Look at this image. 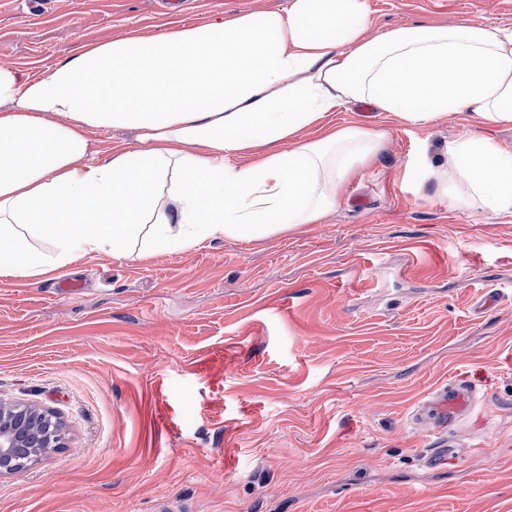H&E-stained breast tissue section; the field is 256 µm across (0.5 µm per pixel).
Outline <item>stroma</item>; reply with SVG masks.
<instances>
[{
  "instance_id": "obj_1",
  "label": "stroma",
  "mask_w": 512,
  "mask_h": 512,
  "mask_svg": "<svg viewBox=\"0 0 512 512\" xmlns=\"http://www.w3.org/2000/svg\"><path fill=\"white\" fill-rule=\"evenodd\" d=\"M286 0H0V64L36 78L130 30L156 35ZM373 33L472 19L512 0H369ZM387 133L321 224L259 240L75 256L0 275V399L64 423L0 478V512H512V212L437 194L462 118L428 129L367 104L331 113ZM78 279L79 291L60 283ZM476 403L450 431L412 413L456 378ZM456 462L426 468L438 443Z\"/></svg>"
}]
</instances>
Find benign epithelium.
<instances>
[{
  "instance_id": "benign-epithelium-1",
  "label": "benign epithelium",
  "mask_w": 512,
  "mask_h": 512,
  "mask_svg": "<svg viewBox=\"0 0 512 512\" xmlns=\"http://www.w3.org/2000/svg\"><path fill=\"white\" fill-rule=\"evenodd\" d=\"M40 420L48 423L45 443L31 439V429ZM61 422L54 415L36 406L0 401V477L25 470L38 458L41 448L59 447Z\"/></svg>"
}]
</instances>
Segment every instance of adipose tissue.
I'll use <instances>...</instances> for the list:
<instances>
[{"instance_id":"1","label":"adipose tissue","mask_w":512,"mask_h":512,"mask_svg":"<svg viewBox=\"0 0 512 512\" xmlns=\"http://www.w3.org/2000/svg\"><path fill=\"white\" fill-rule=\"evenodd\" d=\"M368 0H287L157 35L131 32L26 77L0 64V274L38 278L126 242L187 250L317 224L385 132L331 127L367 102L426 128L466 115L438 187L512 211V152L479 134L512 126V30L474 20L368 36ZM137 132L97 158L88 134ZM318 130L315 139L306 130ZM265 147L258 160L242 153Z\"/></svg>"}]
</instances>
